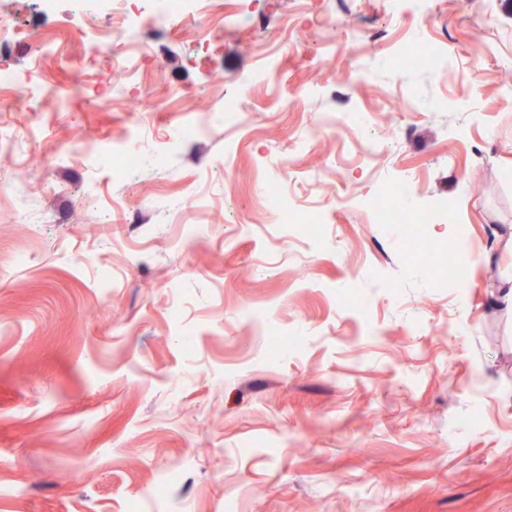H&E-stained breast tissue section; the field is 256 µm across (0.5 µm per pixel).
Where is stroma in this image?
Here are the masks:
<instances>
[{
	"instance_id": "35a3bbf8",
	"label": "stroma",
	"mask_w": 512,
	"mask_h": 512,
	"mask_svg": "<svg viewBox=\"0 0 512 512\" xmlns=\"http://www.w3.org/2000/svg\"><path fill=\"white\" fill-rule=\"evenodd\" d=\"M0 10L34 34L0 66L55 84L0 87V512H512V0H204L154 39L145 112L75 93L71 0ZM412 38L442 65L395 67ZM402 185L464 283L372 223ZM274 200L277 203L279 213L288 222L293 224H321L314 211L301 209L288 203V198L279 187L274 189Z\"/></svg>"
}]
</instances>
